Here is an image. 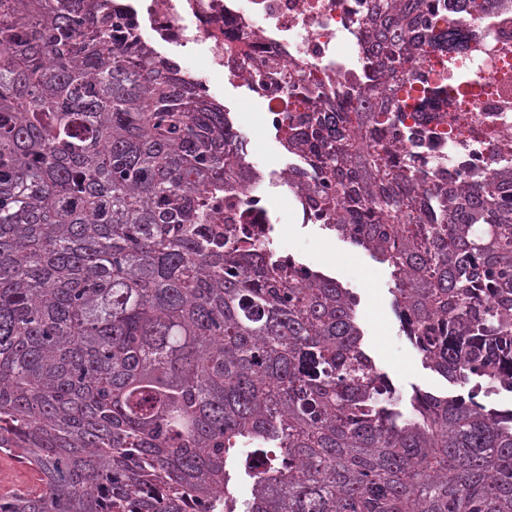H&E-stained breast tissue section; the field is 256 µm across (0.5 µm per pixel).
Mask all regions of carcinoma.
<instances>
[{"instance_id": "obj_1", "label": "carcinoma", "mask_w": 512, "mask_h": 512, "mask_svg": "<svg viewBox=\"0 0 512 512\" xmlns=\"http://www.w3.org/2000/svg\"><path fill=\"white\" fill-rule=\"evenodd\" d=\"M498 2L372 0L350 71L277 67L280 183L391 270L426 367L496 395L512 393ZM444 136L435 173L420 147ZM241 140L110 0H0V452L42 482L0 512H512V409L420 390L405 408L356 296L242 239L258 182Z\"/></svg>"}]
</instances>
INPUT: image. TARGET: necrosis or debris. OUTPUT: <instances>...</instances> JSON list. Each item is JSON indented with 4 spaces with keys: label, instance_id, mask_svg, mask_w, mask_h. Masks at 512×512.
<instances>
[{
    "label": "necrosis or debris",
    "instance_id": "4bbe7bcc",
    "mask_svg": "<svg viewBox=\"0 0 512 512\" xmlns=\"http://www.w3.org/2000/svg\"><path fill=\"white\" fill-rule=\"evenodd\" d=\"M368 0H114L113 17L148 44H165L183 77L209 100L243 68L284 65L347 71L361 54L355 32ZM228 44L249 47L248 60L225 55Z\"/></svg>",
    "mask_w": 512,
    "mask_h": 512
}]
</instances>
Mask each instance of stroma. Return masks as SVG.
Returning <instances> with one entry per match:
<instances>
[{"label": "stroma", "instance_id": "stroma-1", "mask_svg": "<svg viewBox=\"0 0 512 512\" xmlns=\"http://www.w3.org/2000/svg\"><path fill=\"white\" fill-rule=\"evenodd\" d=\"M224 104L248 143L250 159L266 176L262 189L280 229L273 240L274 250L293 254L358 295L362 345L402 399H409L417 390L452 392L449 382L423 366L420 354L402 333L393 306L389 269L333 232L297 219L295 199L278 181L288 156L275 133L264 130L259 122V114L265 108L263 100L246 88L228 84L224 87Z\"/></svg>", "mask_w": 512, "mask_h": 512}]
</instances>
